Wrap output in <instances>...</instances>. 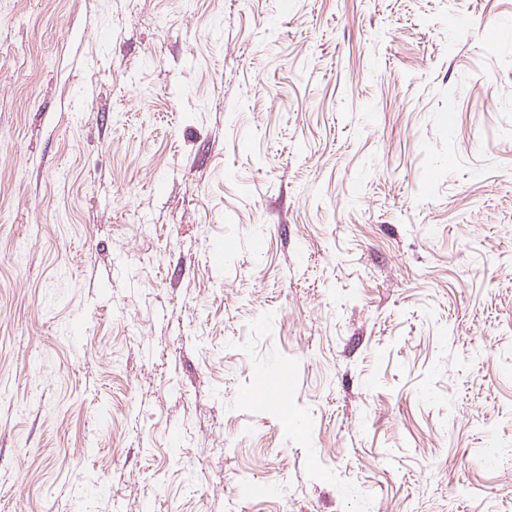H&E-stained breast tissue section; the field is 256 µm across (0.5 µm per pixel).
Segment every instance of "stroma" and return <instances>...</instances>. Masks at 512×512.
Returning <instances> with one entry per match:
<instances>
[{
    "label": "stroma",
    "instance_id": "stroma-1",
    "mask_svg": "<svg viewBox=\"0 0 512 512\" xmlns=\"http://www.w3.org/2000/svg\"><path fill=\"white\" fill-rule=\"evenodd\" d=\"M0 512H512V0H0Z\"/></svg>",
    "mask_w": 512,
    "mask_h": 512
}]
</instances>
